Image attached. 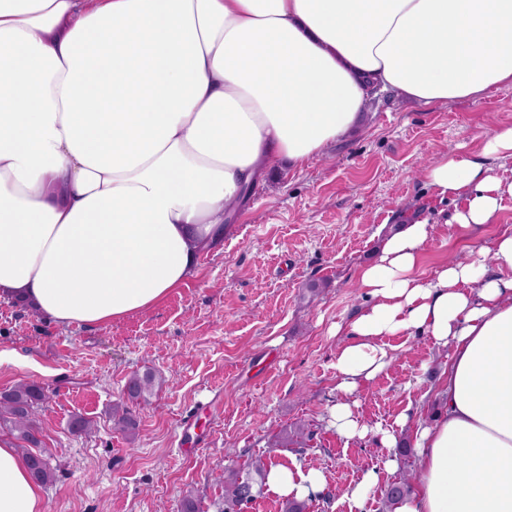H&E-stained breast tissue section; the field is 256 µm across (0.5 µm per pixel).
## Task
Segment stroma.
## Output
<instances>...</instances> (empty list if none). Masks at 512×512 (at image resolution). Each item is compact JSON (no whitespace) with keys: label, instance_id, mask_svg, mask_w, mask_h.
Returning a JSON list of instances; mask_svg holds the SVG:
<instances>
[{"label":"stroma","instance_id":"obj_1","mask_svg":"<svg viewBox=\"0 0 512 512\" xmlns=\"http://www.w3.org/2000/svg\"><path fill=\"white\" fill-rule=\"evenodd\" d=\"M512 127V86L477 100L428 108L382 92L356 132L300 168L272 169L246 206L228 219L222 243L163 304L112 323L61 326L17 301L0 300V391L25 381L45 387L38 414L54 470L46 512H224L225 468L251 472L297 461L322 469L327 490L307 512H350L344 490L368 471L379 479L364 512H381L385 487L418 465L414 431L441 412L437 393L448 358L426 336H394L388 368L354 394L365 437L339 436L334 362L347 323L370 299L359 288L384 237L417 220L434 224L417 273L470 256L471 238L448 226L464 198L441 199L422 168L445 153L478 154L487 137ZM318 284L313 301L302 298ZM154 372L163 384L134 405L135 435L117 430L112 407L129 377ZM199 417L183 443L178 423ZM92 423L69 429L73 417ZM408 423L389 450L379 430ZM298 442L269 447L294 426ZM396 465L385 469L387 456Z\"/></svg>","mask_w":512,"mask_h":512}]
</instances>
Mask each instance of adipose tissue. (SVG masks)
I'll return each mask as SVG.
<instances>
[{
  "label": "adipose tissue",
  "instance_id": "ef3b65f1",
  "mask_svg": "<svg viewBox=\"0 0 512 512\" xmlns=\"http://www.w3.org/2000/svg\"><path fill=\"white\" fill-rule=\"evenodd\" d=\"M510 85L512 0H0V299L66 326L155 307L271 167L363 126L372 89L438 107ZM510 151L512 128L428 169L440 197L468 196L451 223L494 221L512 182L490 162ZM432 232L402 225L361 270L330 423L363 437L349 398L392 361L387 337H430L451 351L445 413L415 431L397 512H512V232L425 280ZM265 484L305 500L327 479L293 462ZM0 512H45L7 436Z\"/></svg>",
  "mask_w": 512,
  "mask_h": 512
}]
</instances>
